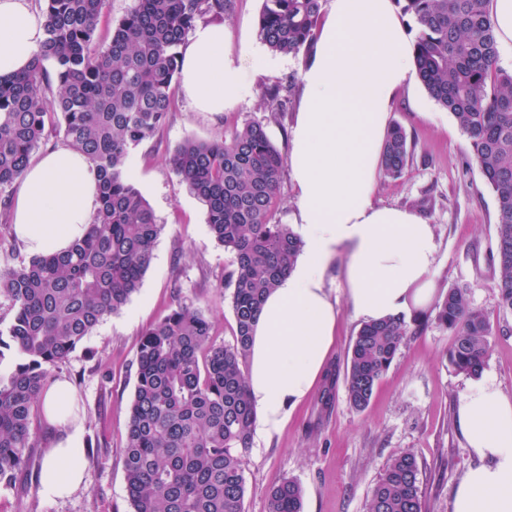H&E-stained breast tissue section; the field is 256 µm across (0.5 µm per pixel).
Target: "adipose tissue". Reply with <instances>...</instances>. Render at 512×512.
<instances>
[{
	"instance_id": "obj_1",
	"label": "adipose tissue",
	"mask_w": 512,
	"mask_h": 512,
	"mask_svg": "<svg viewBox=\"0 0 512 512\" xmlns=\"http://www.w3.org/2000/svg\"><path fill=\"white\" fill-rule=\"evenodd\" d=\"M228 30L197 25L181 48V92L193 111L219 114L241 103L251 54H232ZM45 40V17L30 0H0V75L26 69ZM413 41L392 0H331L316 49L301 72L289 170L296 189L303 256L260 311L247 374L257 432L270 437L287 407L304 400L325 373L336 306L323 273L346 248L345 295L366 322L413 317L434 297L438 244L415 211L374 203L387 114L413 80ZM96 173L69 146L41 154L12 199L17 237L29 255L66 250L88 231L97 208ZM67 382L42 399L61 439L49 448L44 495L63 498L83 483L81 429L72 422ZM460 431L480 463L460 483L452 512H512V397L489 377L474 380L457 407Z\"/></svg>"
}]
</instances>
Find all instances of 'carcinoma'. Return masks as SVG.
I'll list each match as a JSON object with an SVG mask.
<instances>
[{
    "mask_svg": "<svg viewBox=\"0 0 512 512\" xmlns=\"http://www.w3.org/2000/svg\"><path fill=\"white\" fill-rule=\"evenodd\" d=\"M233 0H136L115 21L112 39L94 47L107 0H40L46 16L41 51L24 72L0 76V188L18 183L32 154L60 131L97 174L99 207L86 235L63 254L33 256L0 270V296L13 310L0 334V482L17 483L34 447L35 408L54 371L103 319L136 293L153 259L162 225L127 169L131 150L150 141L171 108L180 52L198 21H224ZM324 0H263L257 36L273 53L314 46ZM491 0H394L416 30L414 78L466 135L498 223L492 260L498 307L512 314V69L499 65ZM296 77L266 92L284 112ZM411 147L404 129L386 135L381 169L398 178ZM171 164L207 208L212 238L233 255L221 286L232 289L234 343L212 338L202 310L179 303L140 340L136 384L123 448L131 512H244V454L256 411L243 360L265 295L292 271L303 243L276 220L286 160L260 123L210 140L186 139ZM434 322L455 336L454 371L481 375L492 329L464 288L448 289ZM429 317L394 316L361 325L344 362L321 395L344 379L358 411L390 368L406 337ZM303 490L288 478L270 489L267 512H302ZM367 512H425L416 458L387 461Z\"/></svg>",
    "mask_w": 512,
    "mask_h": 512,
    "instance_id": "1",
    "label": "carcinoma"
}]
</instances>
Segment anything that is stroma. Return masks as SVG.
<instances>
[{"mask_svg":"<svg viewBox=\"0 0 512 512\" xmlns=\"http://www.w3.org/2000/svg\"><path fill=\"white\" fill-rule=\"evenodd\" d=\"M261 8L262 0H234L223 22L232 51L249 45L267 62L262 70L247 69L246 99L221 114L195 112L179 86H172L165 123L131 154L130 176L164 229L139 291L117 314L106 317L55 373L76 393L73 412L85 446L82 487L63 499L43 494V464L57 431L41 419L23 485L0 483V512H130L122 450L142 332L180 301L202 309L212 322L216 343H233L231 293L221 285L233 256L212 239L204 204L178 181L170 159L185 139L209 140L253 122L263 125L282 154H289L298 106L289 104L283 113L270 111L265 91L288 75L300 74L310 54L278 55L261 45ZM388 121L405 129L413 157L400 178L379 177L374 200L415 210L433 225L439 244L433 272L436 293L444 295L452 286L468 289L493 329L484 372L512 397V315L498 310L499 272L487 261L495 244V196L467 137L418 82L399 93ZM347 259L346 251H338L324 274L337 311L328 358L332 365L344 359L362 324L346 302L342 273ZM453 342L452 332L435 324L407 337L365 410L350 407L341 383L330 413L320 411L318 388L289 407L281 433L254 436L243 457L245 512H266L269 490L286 478L302 486L303 512H366L371 488L399 451L417 457L427 512H452L455 488L475 463L456 419L469 380L449 364Z\"/></svg>","mask_w":512,"mask_h":512,"instance_id":"1","label":"stroma"}]
</instances>
